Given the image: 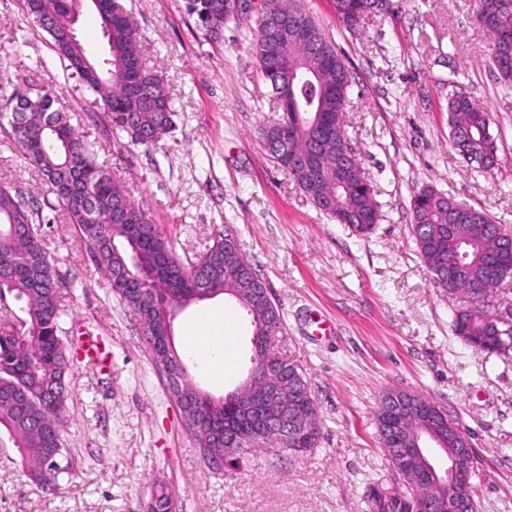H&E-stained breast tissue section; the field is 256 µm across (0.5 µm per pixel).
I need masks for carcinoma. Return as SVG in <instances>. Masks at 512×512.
<instances>
[{
	"label": "carcinoma",
	"mask_w": 512,
	"mask_h": 512,
	"mask_svg": "<svg viewBox=\"0 0 512 512\" xmlns=\"http://www.w3.org/2000/svg\"><path fill=\"white\" fill-rule=\"evenodd\" d=\"M508 0H477L475 17L484 21L491 36L490 57L501 81L512 83V59L501 55L499 33L512 31V6ZM337 20L352 28L372 12V0H331ZM77 0H26V14L50 37L66 68L93 95L97 112L85 119L97 125L111 122L125 133L129 142L146 148L156 145L173 124L171 98L158 73L146 69L137 48L135 25L120 0H105L99 18L107 53L93 62L97 74L77 67L79 55L92 58L81 41L67 39L66 19ZM268 9L309 25L316 33L317 48L299 36L283 32L276 51H267L269 36L257 25L256 55L265 80L266 65H288V74L303 72L310 77L303 95L317 111L346 112L351 83L347 67L335 43L306 12L288 14L290 0H268ZM189 14L209 37L222 35L231 14L228 0H187ZM58 94L26 83L13 90L8 102L18 112H0V132L33 165L46 193L53 195L52 208H60L68 223L79 231L81 245L95 258L99 269L108 273L112 292L144 322L153 360L160 363V339L168 335L169 320L177 307L190 305L189 297L176 293L177 286L190 287L201 281L216 295L226 288L240 290L231 298L251 319L258 332L273 330L281 316L276 305L254 312L250 297L235 277L243 254L226 247L229 236L213 240L203 256L187 265L174 256L168 240L151 224L147 212L112 176L110 167L99 160V147L57 107ZM448 127L454 148L472 159L497 158L496 141L490 131V116L464 93L448 101ZM288 140V155L311 157L322 176L314 179L296 171L289 176L316 207L333 218L348 216L347 224L359 235H368L374 225L361 217L378 216L370 182L362 172L358 153L347 130L340 136L319 137L288 111V121L278 118L263 129L264 141L280 136ZM348 160L353 180L336 185V162ZM455 199L425 188L414 195L412 230L416 245L437 286L450 293L473 297L479 289L489 297L497 288L487 264L489 253L502 245L512 255V232L500 224H489L487 236L476 234L470 224L453 222ZM465 255V266L453 261ZM63 284L55 258L44 244L38 210L13 187L0 184V310L10 313L9 302L19 305L20 314L0 323V432H5L18 449L27 473L35 483L57 484L67 472L55 449L61 435L62 415L68 398L65 377L69 350H77L76 339L65 346L59 337L64 315ZM501 325L489 310H460L454 319L456 335L470 348L487 354L499 353ZM302 422L313 432L312 448L320 439L315 400L305 399ZM425 486L406 487L377 512H416L417 501L428 496Z\"/></svg>",
	"instance_id": "carcinoma-1"
}]
</instances>
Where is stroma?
Listing matches in <instances>:
<instances>
[{"mask_svg": "<svg viewBox=\"0 0 512 512\" xmlns=\"http://www.w3.org/2000/svg\"><path fill=\"white\" fill-rule=\"evenodd\" d=\"M329 34L352 75L348 136L375 190L379 220L361 237L320 212L264 148L275 100L258 68L256 19H232L206 40L186 0H122L136 23L143 63L161 72L174 124L159 149L84 122L92 95L70 78L24 0H0V97L24 82L53 86L82 133L101 142L112 175L148 209L182 262L231 231L281 314L275 343L299 364L316 401L320 445L294 456L249 449L214 470L172 398L139 322L113 295L73 226L44 206L36 169L0 139V183L40 200L43 234L67 293L63 341L89 329L112 354L98 371L70 354L62 460L54 490L34 484L0 435V512H146L154 490L173 512H373L367 490L402 485L382 448L376 412L389 390L418 392L461 428L482 479L478 512H512V353L487 355L455 335L469 306L437 287L411 231L414 193L431 186L512 228V85L488 64V32L473 0H390L356 29L331 0H297ZM458 93L491 115L497 164L484 171L452 146L448 100ZM224 309L240 345L233 370L214 381L187 347V327ZM174 341L194 381L214 396L250 368V320L216 297L181 311Z\"/></svg>", "mask_w": 512, "mask_h": 512, "instance_id": "35a3bbf8", "label": "stroma"}]
</instances>
